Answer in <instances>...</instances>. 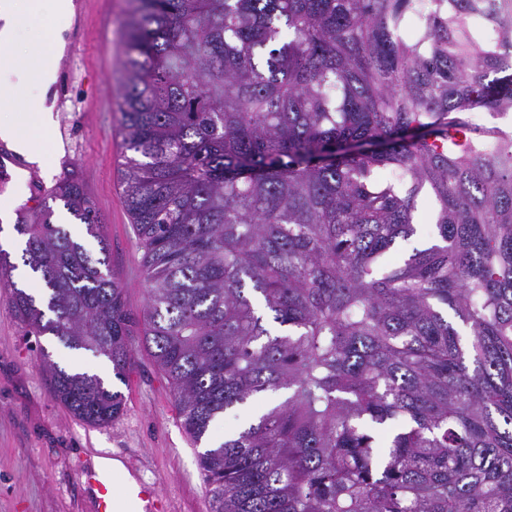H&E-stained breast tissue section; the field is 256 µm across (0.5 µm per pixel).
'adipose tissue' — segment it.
Segmentation results:
<instances>
[{
    "label": "adipose tissue",
    "instance_id": "1",
    "mask_svg": "<svg viewBox=\"0 0 512 512\" xmlns=\"http://www.w3.org/2000/svg\"><path fill=\"white\" fill-rule=\"evenodd\" d=\"M74 16L73 0H0V103L30 106L32 123L42 129L53 124V87ZM33 19L41 21L44 33L29 39L24 25ZM0 142L20 161L17 175L28 164L50 170L57 163L56 154L33 146L18 118L0 116Z\"/></svg>",
    "mask_w": 512,
    "mask_h": 512
}]
</instances>
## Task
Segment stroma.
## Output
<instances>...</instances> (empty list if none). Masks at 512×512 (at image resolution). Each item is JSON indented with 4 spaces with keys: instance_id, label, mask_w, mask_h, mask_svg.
<instances>
[{
    "instance_id": "35a3bbf8",
    "label": "stroma",
    "mask_w": 512,
    "mask_h": 512,
    "mask_svg": "<svg viewBox=\"0 0 512 512\" xmlns=\"http://www.w3.org/2000/svg\"><path fill=\"white\" fill-rule=\"evenodd\" d=\"M131 0H107L74 22L70 42L86 53L63 57L57 117L49 130H33L44 152L64 146L48 186L78 183L92 200L109 246V262L126 304L140 312L146 283L120 183L123 126V30ZM101 377L125 399L123 413L105 426L72 416L52 395L46 363ZM120 458L137 478L155 483L164 512H210L199 446L187 434L166 378L144 348H136L125 379L111 363L65 347L54 336L28 333L0 284V512H94L83 473L94 456Z\"/></svg>"
}]
</instances>
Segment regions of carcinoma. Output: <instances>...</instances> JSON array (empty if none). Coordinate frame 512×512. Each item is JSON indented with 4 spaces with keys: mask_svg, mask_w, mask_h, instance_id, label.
I'll list each match as a JSON object with an SVG mask.
<instances>
[{
    "mask_svg": "<svg viewBox=\"0 0 512 512\" xmlns=\"http://www.w3.org/2000/svg\"><path fill=\"white\" fill-rule=\"evenodd\" d=\"M124 54L146 304L64 182L100 257L48 207L16 225L47 310L2 252L0 282L30 332L121 380L144 344L195 442L288 391L200 455L211 512H512V127L472 119L512 112L496 0H134ZM426 188L434 241L392 261ZM50 373L80 420L123 411ZM282 394H264L259 396L253 403H250L241 414L227 413L224 418L217 420L211 427L208 439L214 441L224 440V434L237 427L245 417L252 415L256 410L268 409L278 404L283 399Z\"/></svg>",
    "mask_w": 512,
    "mask_h": 512,
    "instance_id": "cac0c4a2",
    "label": "carcinoma"
}]
</instances>
